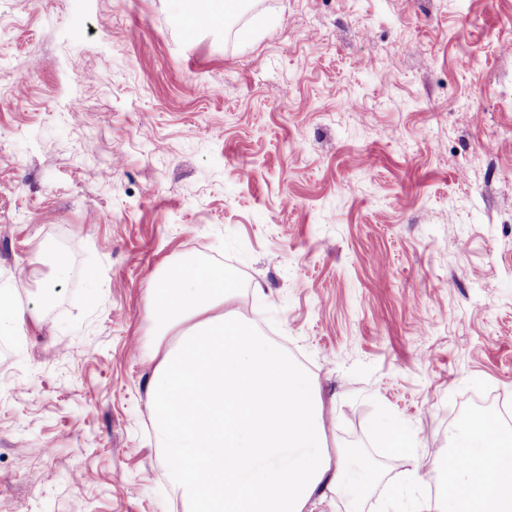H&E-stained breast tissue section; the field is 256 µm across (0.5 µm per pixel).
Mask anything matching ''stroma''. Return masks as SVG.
Instances as JSON below:
<instances>
[{
	"label": "stroma",
	"mask_w": 512,
	"mask_h": 512,
	"mask_svg": "<svg viewBox=\"0 0 512 512\" xmlns=\"http://www.w3.org/2000/svg\"><path fill=\"white\" fill-rule=\"evenodd\" d=\"M197 8L0 0V512H183L147 388L185 262L313 377L364 512H411L512 401V0H249L190 37Z\"/></svg>",
	"instance_id": "obj_1"
}]
</instances>
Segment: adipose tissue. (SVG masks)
I'll return each instance as SVG.
<instances>
[{
    "mask_svg": "<svg viewBox=\"0 0 512 512\" xmlns=\"http://www.w3.org/2000/svg\"><path fill=\"white\" fill-rule=\"evenodd\" d=\"M223 268L185 263L153 292L166 348L149 409L168 484L185 512H312L317 493L354 486L359 455L324 451L323 403L309 373L251 325L229 318ZM438 469L437 512H512V430L465 426Z\"/></svg>",
    "mask_w": 512,
    "mask_h": 512,
    "instance_id": "obj_1",
    "label": "adipose tissue"
}]
</instances>
